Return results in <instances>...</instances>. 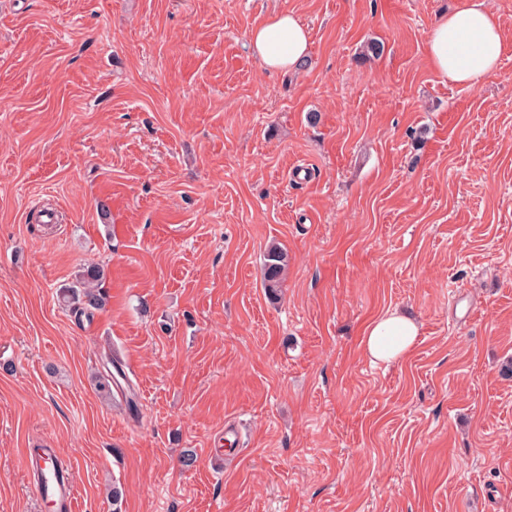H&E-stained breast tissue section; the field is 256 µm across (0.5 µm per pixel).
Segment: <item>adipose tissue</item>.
<instances>
[{
  "label": "adipose tissue",
  "mask_w": 512,
  "mask_h": 512,
  "mask_svg": "<svg viewBox=\"0 0 512 512\" xmlns=\"http://www.w3.org/2000/svg\"><path fill=\"white\" fill-rule=\"evenodd\" d=\"M251 53L271 71L295 70L304 63L310 42L308 28L290 12H274L253 26L247 36ZM504 40L487 0H461L448 16L432 26L427 54L434 73L445 82L475 88L499 68ZM418 325L398 310H387L363 330L360 348L374 363L409 356Z\"/></svg>",
  "instance_id": "adipose-tissue-1"
}]
</instances>
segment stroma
<instances>
[{"label":"stroma","instance_id":"stroma-1","mask_svg":"<svg viewBox=\"0 0 512 512\" xmlns=\"http://www.w3.org/2000/svg\"><path fill=\"white\" fill-rule=\"evenodd\" d=\"M459 2L0 0V512H51L38 448L78 512H512V0L476 88L427 57ZM275 11L297 72L247 46ZM395 308L416 346L372 364ZM251 53L271 71L297 70L310 42L308 28L291 12H272L247 36ZM263 264V285L270 297H275L282 288L288 255L278 246L268 249ZM104 278V270L99 265L83 267L72 285L63 288L62 298L70 306L75 317L90 318L93 311L101 308L105 298L100 292L99 284ZM419 334L418 325L398 310H387L363 330L360 348L372 363H391L409 356Z\"/></svg>","mask_w":512,"mask_h":512}]
</instances>
